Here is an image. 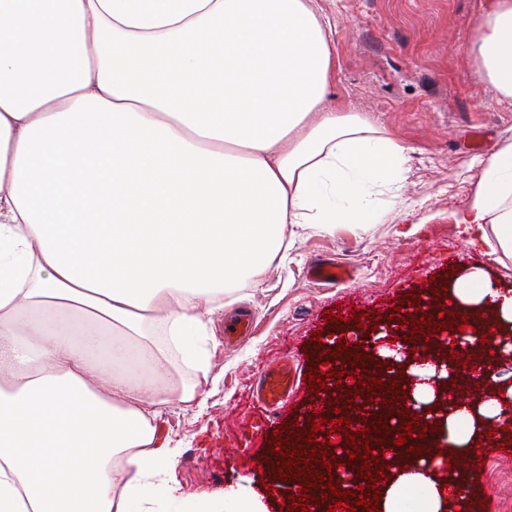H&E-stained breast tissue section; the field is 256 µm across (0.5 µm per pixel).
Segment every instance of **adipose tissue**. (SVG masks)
Wrapping results in <instances>:
<instances>
[{
    "instance_id": "ef3b65f1",
    "label": "adipose tissue",
    "mask_w": 512,
    "mask_h": 512,
    "mask_svg": "<svg viewBox=\"0 0 512 512\" xmlns=\"http://www.w3.org/2000/svg\"><path fill=\"white\" fill-rule=\"evenodd\" d=\"M478 71L512 100V0H488ZM318 0H0V512H267L227 487L179 493L171 405L200 402L198 350L224 291L259 284L299 231L374 220L408 149L333 92ZM461 221L512 258V137ZM456 316L512 325L474 266ZM195 373L174 376V355ZM512 424V385L427 418L458 455ZM380 512H469L465 474L389 463Z\"/></svg>"
}]
</instances>
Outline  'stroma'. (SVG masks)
I'll return each instance as SVG.
<instances>
[{"label":"stroma","mask_w":512,"mask_h":512,"mask_svg":"<svg viewBox=\"0 0 512 512\" xmlns=\"http://www.w3.org/2000/svg\"><path fill=\"white\" fill-rule=\"evenodd\" d=\"M487 0H321L333 30L337 96L367 115L385 135L408 146V177L398 192L376 198L377 221L367 232L350 225L334 234L303 232L285 262H272L260 286L238 285L209 325L215 386L204 406L174 404L158 432L179 443L175 466L181 492L216 495L227 483L261 491L272 483L273 432L298 425L317 408L306 376L319 362L313 332L358 335V328L325 322L332 305L393 313L392 299L411 289L447 303L449 276L478 265L498 287L512 289V258L498 264L469 225L458 223L482 177L478 153L512 137V103L478 75L472 50ZM485 132L482 151L468 145L471 128ZM318 259L343 265L347 276L325 286L307 270ZM251 316V336L228 344L224 322ZM298 377L289 410L276 420L253 410V390L275 359ZM465 471L472 512H503L512 503V454L469 459Z\"/></svg>","instance_id":"stroma-1"}]
</instances>
